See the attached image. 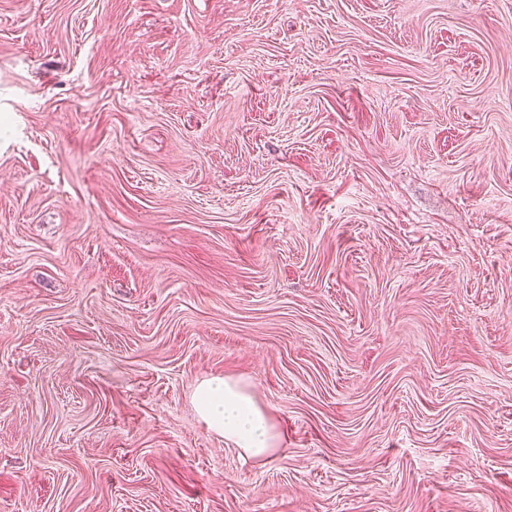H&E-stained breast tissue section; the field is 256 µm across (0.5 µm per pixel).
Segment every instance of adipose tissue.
Here are the masks:
<instances>
[{
    "mask_svg": "<svg viewBox=\"0 0 512 512\" xmlns=\"http://www.w3.org/2000/svg\"><path fill=\"white\" fill-rule=\"evenodd\" d=\"M196 407L208 426L248 455L269 457L278 444V434L268 412L238 380L205 379L195 393Z\"/></svg>",
    "mask_w": 512,
    "mask_h": 512,
    "instance_id": "adipose-tissue-1",
    "label": "adipose tissue"
}]
</instances>
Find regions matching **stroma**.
<instances>
[{
  "label": "stroma",
  "mask_w": 512,
  "mask_h": 512,
  "mask_svg": "<svg viewBox=\"0 0 512 512\" xmlns=\"http://www.w3.org/2000/svg\"><path fill=\"white\" fill-rule=\"evenodd\" d=\"M0 512H512V0H0ZM195 402L208 426L248 455L268 458L277 448L278 434L268 412L241 381L205 379L196 390Z\"/></svg>",
  "instance_id": "1"
}]
</instances>
